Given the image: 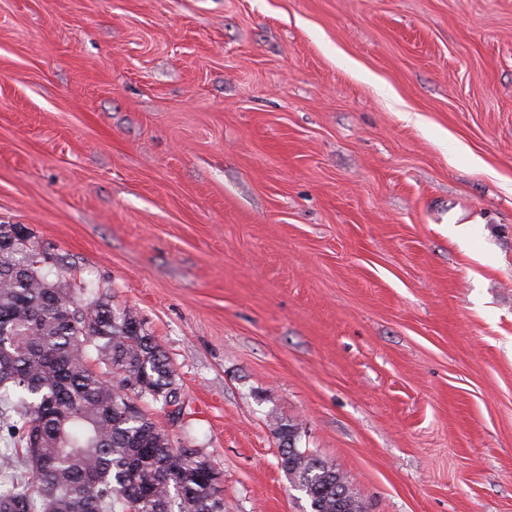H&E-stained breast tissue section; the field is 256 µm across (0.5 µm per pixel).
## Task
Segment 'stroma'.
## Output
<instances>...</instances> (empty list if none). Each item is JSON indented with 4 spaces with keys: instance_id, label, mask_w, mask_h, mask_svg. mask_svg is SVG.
<instances>
[{
    "instance_id": "stroma-1",
    "label": "stroma",
    "mask_w": 512,
    "mask_h": 512,
    "mask_svg": "<svg viewBox=\"0 0 512 512\" xmlns=\"http://www.w3.org/2000/svg\"><path fill=\"white\" fill-rule=\"evenodd\" d=\"M0 224L173 362L224 512H512V0H0ZM273 434L279 444L278 464L288 475L291 487L307 497L310 512H365V505L352 495L339 471L298 448L297 424L276 423Z\"/></svg>"
}]
</instances>
